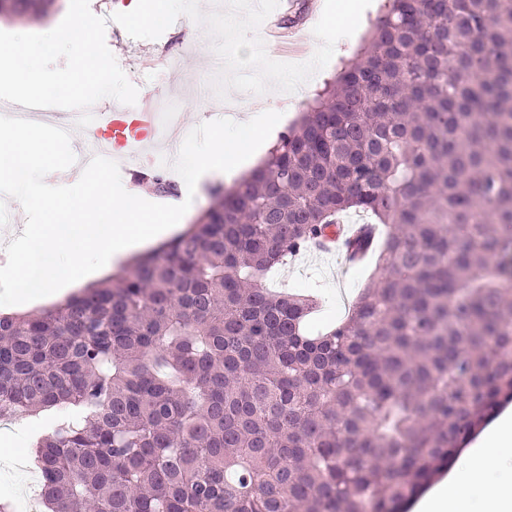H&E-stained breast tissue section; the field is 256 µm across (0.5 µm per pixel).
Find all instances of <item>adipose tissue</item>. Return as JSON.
<instances>
[{"label": "adipose tissue", "mask_w": 512, "mask_h": 512, "mask_svg": "<svg viewBox=\"0 0 512 512\" xmlns=\"http://www.w3.org/2000/svg\"><path fill=\"white\" fill-rule=\"evenodd\" d=\"M414 512H512V412L463 453L446 480Z\"/></svg>", "instance_id": "ef3b65f1"}]
</instances>
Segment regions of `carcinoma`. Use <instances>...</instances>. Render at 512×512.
<instances>
[{
    "label": "carcinoma",
    "instance_id": "1",
    "mask_svg": "<svg viewBox=\"0 0 512 512\" xmlns=\"http://www.w3.org/2000/svg\"><path fill=\"white\" fill-rule=\"evenodd\" d=\"M30 0L0 15L30 19ZM179 234L0 315V419L49 512H399L512 402V0H388L367 47ZM391 231L347 318L265 277Z\"/></svg>",
    "mask_w": 512,
    "mask_h": 512
}]
</instances>
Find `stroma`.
I'll return each instance as SVG.
<instances>
[{"label": "stroma", "mask_w": 512, "mask_h": 512, "mask_svg": "<svg viewBox=\"0 0 512 512\" xmlns=\"http://www.w3.org/2000/svg\"><path fill=\"white\" fill-rule=\"evenodd\" d=\"M302 18L299 24L289 27L288 38L295 43L294 51L285 53L274 45H267L268 56L276 61L303 63L315 52L305 32L306 27L316 25L319 15L318 0H296ZM366 37L365 32L338 41V53L318 71L301 93H279L261 96L239 93V112H258L267 108L286 113L289 122H296L304 102L311 100L325 80L336 74L343 62L351 60ZM183 42L177 69H170L164 52L172 41ZM105 41L129 81L138 89L139 98L165 95L180 106L184 124L194 128L201 123L224 117L223 101L211 90L212 79L221 64L212 50L211 39L204 26L190 18L179 17L158 39L132 38L121 26L106 30ZM372 271L370 262L356 266H344L334 256L313 253L297 258L285 267L275 268L270 284L275 288L296 291L314 290L324 299V307L314 316L315 328H322L337 317L343 316L352 301L368 282ZM44 419L19 415L8 421H0V431L11 433V446L20 456L16 470L0 473V497L16 504V512H39L36 493L40 472L34 459L33 445L38 431L46 430Z\"/></svg>", "instance_id": "stroma-1"}]
</instances>
